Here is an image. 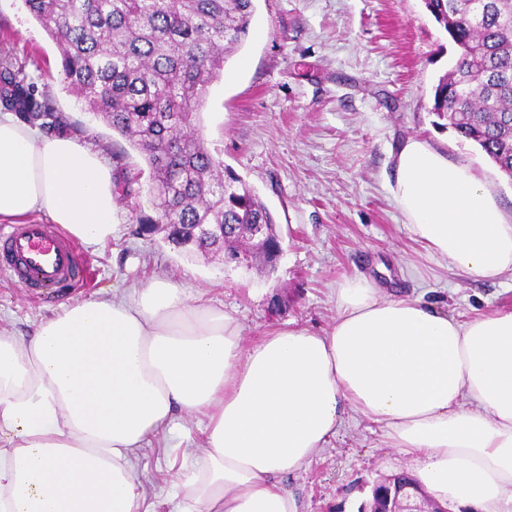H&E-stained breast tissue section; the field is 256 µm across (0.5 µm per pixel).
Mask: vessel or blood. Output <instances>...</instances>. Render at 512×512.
Segmentation results:
<instances>
[{"instance_id":"obj_1","label":"vessel or blood","mask_w":512,"mask_h":512,"mask_svg":"<svg viewBox=\"0 0 512 512\" xmlns=\"http://www.w3.org/2000/svg\"><path fill=\"white\" fill-rule=\"evenodd\" d=\"M0 271L43 298H57L85 286L90 269L74 241L57 225L21 223L0 236Z\"/></svg>"}]
</instances>
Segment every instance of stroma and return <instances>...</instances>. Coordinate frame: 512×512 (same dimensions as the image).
I'll return each instance as SVG.
<instances>
[{
    "label": "stroma",
    "instance_id": "1",
    "mask_svg": "<svg viewBox=\"0 0 512 512\" xmlns=\"http://www.w3.org/2000/svg\"><path fill=\"white\" fill-rule=\"evenodd\" d=\"M1 36L66 130L111 166L119 191L118 231L83 246L93 282L75 299L128 293L166 277L232 314L247 343L287 323L329 331L337 288L360 275L462 321L512 309V272L482 279L444 267L416 240L389 191L395 153L407 139H422L470 166L512 215V179L454 130L434 124L433 88L459 51L423 0H257L247 38L209 90L202 126L208 147L275 215L282 255L272 273L218 255L189 256L162 235L142 234L137 219L153 211L142 154L64 82L58 48L23 0H0ZM56 307L0 272L1 330L28 335ZM203 424L183 417L174 433L140 452L148 494L171 488L176 450L202 447ZM415 466L387 446L376 425L351 419L285 484L302 512H367L379 479Z\"/></svg>",
    "mask_w": 512,
    "mask_h": 512
}]
</instances>
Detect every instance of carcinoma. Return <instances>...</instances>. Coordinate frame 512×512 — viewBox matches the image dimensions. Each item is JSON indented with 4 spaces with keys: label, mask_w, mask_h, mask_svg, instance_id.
Masks as SVG:
<instances>
[{
    "label": "carcinoma",
    "mask_w": 512,
    "mask_h": 512,
    "mask_svg": "<svg viewBox=\"0 0 512 512\" xmlns=\"http://www.w3.org/2000/svg\"><path fill=\"white\" fill-rule=\"evenodd\" d=\"M57 44L64 80L88 109L138 149L155 183L154 215L181 251L232 256L249 224H273L270 209L200 132L210 85L249 33L255 0H23ZM458 47L434 89L431 112L512 174V0H424ZM52 131L61 118L17 63L0 52V112ZM213 225L212 240L196 225Z\"/></svg>",
    "instance_id": "1"
}]
</instances>
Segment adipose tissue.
Here are the masks:
<instances>
[{"mask_svg":"<svg viewBox=\"0 0 512 512\" xmlns=\"http://www.w3.org/2000/svg\"><path fill=\"white\" fill-rule=\"evenodd\" d=\"M390 192L445 265L512 270V220L468 165L407 140ZM116 208L98 152L0 115V222L40 213L92 246ZM180 412L205 417L204 452L183 450L174 491L146 498L135 462ZM350 414L438 501L512 505V310L461 321L361 277L328 332L288 324L246 346L166 278L60 304L29 338L0 331V512H301L284 480Z\"/></svg>","mask_w":512,"mask_h":512,"instance_id":"ef3b65f1","label":"adipose tissue"}]
</instances>
